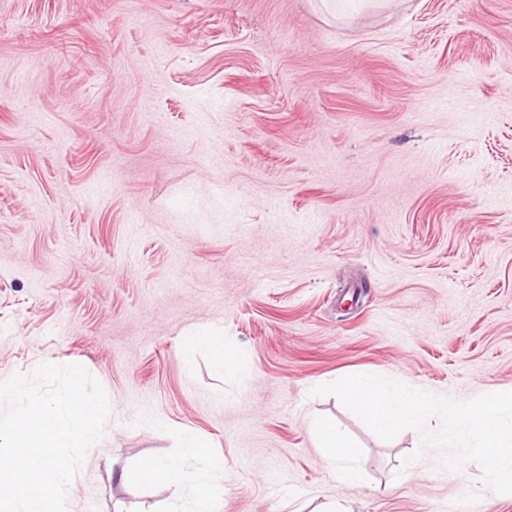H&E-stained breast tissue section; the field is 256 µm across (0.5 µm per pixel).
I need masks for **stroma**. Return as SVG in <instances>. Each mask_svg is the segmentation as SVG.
<instances>
[{
	"instance_id": "obj_1",
	"label": "stroma",
	"mask_w": 512,
	"mask_h": 512,
	"mask_svg": "<svg viewBox=\"0 0 512 512\" xmlns=\"http://www.w3.org/2000/svg\"><path fill=\"white\" fill-rule=\"evenodd\" d=\"M202 328L244 368L186 363ZM45 362L110 404L69 512H184L197 464L126 474L186 430L224 459L219 512L480 490L312 390L512 391V0H0V382ZM311 428L319 440L326 461L336 469L340 478L346 482H356L361 478L357 468V451L348 438L328 422L315 420Z\"/></svg>"
}]
</instances>
